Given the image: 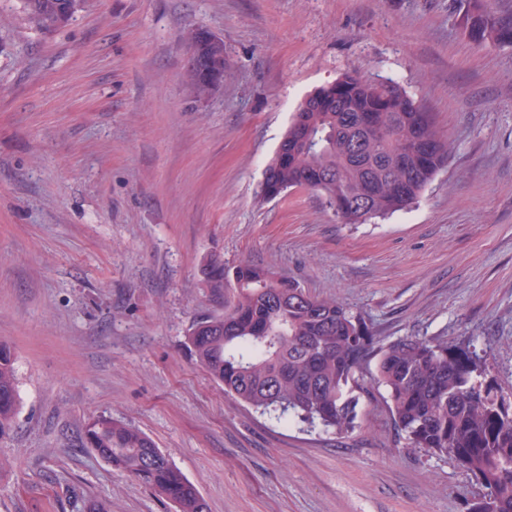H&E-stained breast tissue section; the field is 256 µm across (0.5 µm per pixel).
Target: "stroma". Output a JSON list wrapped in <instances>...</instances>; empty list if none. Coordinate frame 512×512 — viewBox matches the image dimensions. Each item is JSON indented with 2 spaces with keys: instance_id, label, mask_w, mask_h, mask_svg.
<instances>
[{
  "instance_id": "35a3bbf8",
  "label": "stroma",
  "mask_w": 512,
  "mask_h": 512,
  "mask_svg": "<svg viewBox=\"0 0 512 512\" xmlns=\"http://www.w3.org/2000/svg\"><path fill=\"white\" fill-rule=\"evenodd\" d=\"M466 0H80L40 29L0 0V342L15 427L0 512H174L78 446L107 415L148 434L208 512H466L482 489L408 447L364 378L359 426L284 424L197 368L191 322L221 311L214 255L360 315L375 341L472 340L512 393V47L463 30ZM224 42L197 97L185 36ZM399 81L453 142L417 203L339 223L309 190L261 200L310 92L343 73Z\"/></svg>"
}]
</instances>
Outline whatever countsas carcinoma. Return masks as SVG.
Instances as JSON below:
<instances>
[{
	"label": "carcinoma",
	"mask_w": 512,
	"mask_h": 512,
	"mask_svg": "<svg viewBox=\"0 0 512 512\" xmlns=\"http://www.w3.org/2000/svg\"><path fill=\"white\" fill-rule=\"evenodd\" d=\"M29 17L52 29L59 0H22ZM461 25L479 43L512 45V14L491 0H468ZM452 151L434 113L393 79L343 74L308 94L294 113L260 185L265 200L289 190L318 193L343 224H364L414 203ZM204 286L224 312L188 330L194 364L224 394L276 421L299 420L338 434L358 427L359 374L375 362L410 448L453 458L483 487L468 512H512V400L488 377L470 344L406 337L377 343L358 316L318 299L296 282L214 256ZM19 408L15 358L0 343V439ZM110 467L169 501L175 512H208L205 498L143 431L108 416L79 434Z\"/></svg>",
	"instance_id": "carcinoma-1"
}]
</instances>
